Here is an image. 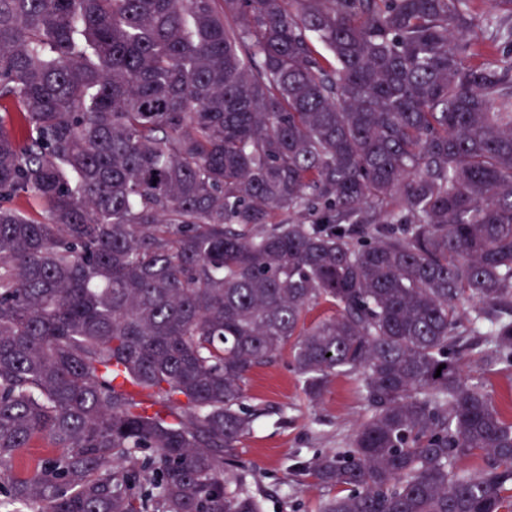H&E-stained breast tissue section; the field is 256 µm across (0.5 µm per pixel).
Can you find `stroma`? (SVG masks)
Here are the masks:
<instances>
[{"instance_id":"1","label":"stroma","mask_w":512,"mask_h":512,"mask_svg":"<svg viewBox=\"0 0 512 512\" xmlns=\"http://www.w3.org/2000/svg\"><path fill=\"white\" fill-rule=\"evenodd\" d=\"M462 370L479 376L497 408L512 417V370L480 373L469 362ZM242 403L258 414L236 448L247 471L245 489L261 499L263 512H318L332 491L300 465L318 452L346 446L366 408L360 375L331 376L322 397L313 401L284 353L248 373Z\"/></svg>"}]
</instances>
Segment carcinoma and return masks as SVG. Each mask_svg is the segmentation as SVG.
Segmentation results:
<instances>
[{
  "label": "carcinoma",
  "instance_id": "cac0c4a2",
  "mask_svg": "<svg viewBox=\"0 0 512 512\" xmlns=\"http://www.w3.org/2000/svg\"><path fill=\"white\" fill-rule=\"evenodd\" d=\"M285 349L362 376L319 512H512V0H0V496L262 512ZM466 377L480 378L485 392L506 418L512 417V370L478 371L472 363L462 362Z\"/></svg>",
  "mask_w": 512,
  "mask_h": 512
}]
</instances>
